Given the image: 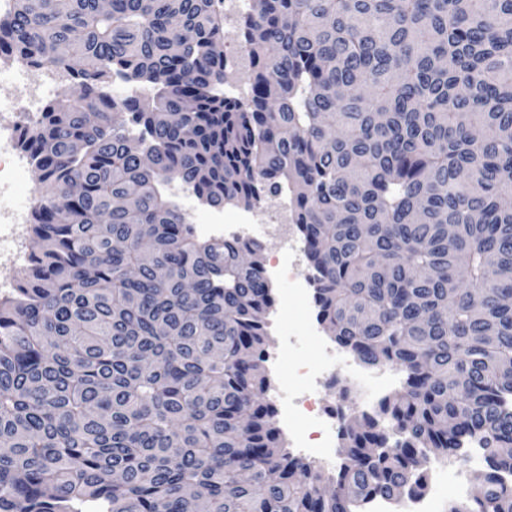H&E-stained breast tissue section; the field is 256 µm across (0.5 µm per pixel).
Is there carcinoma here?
Here are the masks:
<instances>
[{"mask_svg": "<svg viewBox=\"0 0 512 512\" xmlns=\"http://www.w3.org/2000/svg\"><path fill=\"white\" fill-rule=\"evenodd\" d=\"M219 2L0 16V57L71 81L20 128L37 251L0 297V512H358L474 444L488 472L449 512H512V0H253L244 101ZM173 182L213 208L288 191L318 324L400 371L337 409V473L268 396L260 246L200 239ZM38 175L34 165L27 167L25 174L18 182L15 190L16 198L19 202L23 203L28 198H31V203L34 205L38 197Z\"/></svg>", "mask_w": 512, "mask_h": 512, "instance_id": "obj_1", "label": "carcinoma"}]
</instances>
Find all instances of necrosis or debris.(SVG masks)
I'll return each mask as SVG.
<instances>
[{"label": "necrosis or debris", "mask_w": 512, "mask_h": 512, "mask_svg": "<svg viewBox=\"0 0 512 512\" xmlns=\"http://www.w3.org/2000/svg\"><path fill=\"white\" fill-rule=\"evenodd\" d=\"M10 79L18 89L15 99L0 102V260L14 264L24 260L25 254L19 247L21 228L27 224L29 209L15 206L10 202L17 177L25 169L28 158L18 151L17 133L22 121H31L38 117L45 98L60 84L65 75L57 68L45 65L39 68L24 66L10 72ZM172 195L179 198L187 214L196 215L194 228L198 236L207 239L237 238L247 242L260 237L277 238L280 244L279 254L272 260L267 271L271 279L280 280L290 276L302 295H310V280L302 270V248L295 234V226L290 220L288 196L286 193L271 195L265 207L267 220L257 223L253 212L241 211L226 215L223 209H198L192 189L184 184L175 183L170 187ZM320 350L316 362L296 360L295 368L302 380V396L280 398V416L283 427L295 432L298 419H305L310 434L297 438L296 444L301 451L316 453L325 461H332L336 451V414L335 412L311 404L310 399L319 387L330 381L336 374V361L342 351L335 344L327 342L323 336H316ZM454 478L457 488H464L467 480L465 471H448L439 467L432 495L412 497L401 502H392L381 498L372 499L367 512H434L442 494L447 478Z\"/></svg>", "instance_id": "obj_1"}]
</instances>
